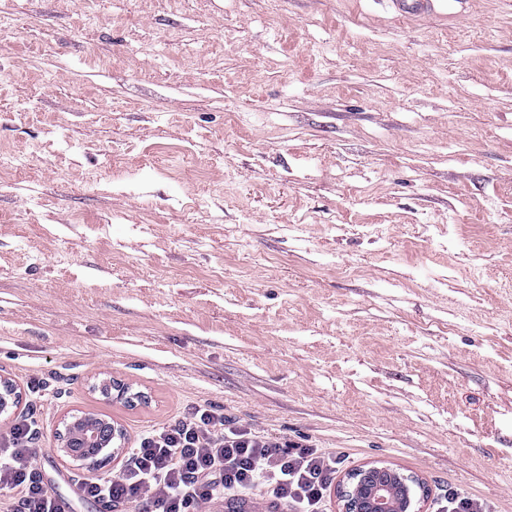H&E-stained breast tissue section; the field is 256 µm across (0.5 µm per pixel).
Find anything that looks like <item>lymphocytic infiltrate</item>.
Returning <instances> with one entry per match:
<instances>
[{
  "label": "lymphocytic infiltrate",
  "mask_w": 512,
  "mask_h": 512,
  "mask_svg": "<svg viewBox=\"0 0 512 512\" xmlns=\"http://www.w3.org/2000/svg\"><path fill=\"white\" fill-rule=\"evenodd\" d=\"M34 431L15 419L0 437V512H58L35 466ZM336 461L317 446L288 441L238 425L223 409L198 405L160 430L145 434L128 452L118 477L81 479L86 499L138 512H198L224 495L265 489L292 512H322Z\"/></svg>",
  "instance_id": "lymphocytic-infiltrate-1"
}]
</instances>
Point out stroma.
<instances>
[{"label": "stroma", "instance_id": "stroma-1", "mask_svg": "<svg viewBox=\"0 0 512 512\" xmlns=\"http://www.w3.org/2000/svg\"><path fill=\"white\" fill-rule=\"evenodd\" d=\"M0 375L512 512V0H0ZM96 388L110 402L134 403L136 394H129V387L114 380H102Z\"/></svg>", "mask_w": 512, "mask_h": 512}]
</instances>
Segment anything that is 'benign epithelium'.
Here are the masks:
<instances>
[{"label":"benign epithelium","instance_id":"obj_1","mask_svg":"<svg viewBox=\"0 0 512 512\" xmlns=\"http://www.w3.org/2000/svg\"><path fill=\"white\" fill-rule=\"evenodd\" d=\"M97 389L110 402L131 403L129 387L103 380ZM21 388L0 376V417L8 418L21 406ZM57 451L73 456L76 448H112L116 460L125 448V431L108 418L90 413L70 414L56 429ZM428 485L418 475L378 459L347 472L337 490V512H426Z\"/></svg>","mask_w":512,"mask_h":512}]
</instances>
